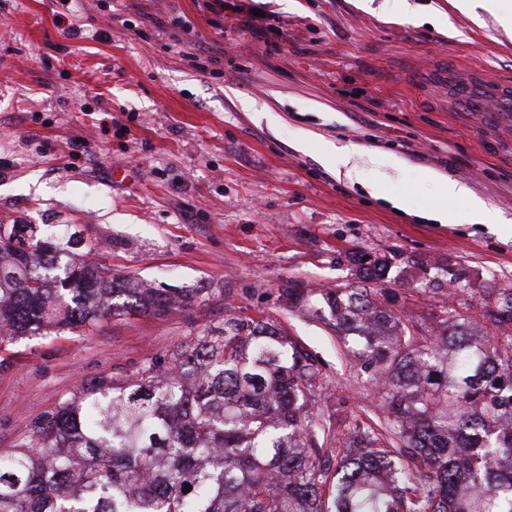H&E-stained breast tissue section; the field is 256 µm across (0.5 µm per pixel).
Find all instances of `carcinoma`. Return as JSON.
I'll use <instances>...</instances> for the list:
<instances>
[{
	"instance_id": "cac0c4a2",
	"label": "carcinoma",
	"mask_w": 512,
	"mask_h": 512,
	"mask_svg": "<svg viewBox=\"0 0 512 512\" xmlns=\"http://www.w3.org/2000/svg\"><path fill=\"white\" fill-rule=\"evenodd\" d=\"M40 224L0 233V343L190 304L136 288ZM387 265L361 261L378 281ZM422 333L374 288H286L372 372L379 416L315 410L320 371L239 315L133 377H100L0 449V512H512V287L458 289ZM191 486L187 493L184 486Z\"/></svg>"
}]
</instances>
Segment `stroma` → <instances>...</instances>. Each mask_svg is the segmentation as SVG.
<instances>
[{"label":"stroma","instance_id":"1","mask_svg":"<svg viewBox=\"0 0 512 512\" xmlns=\"http://www.w3.org/2000/svg\"><path fill=\"white\" fill-rule=\"evenodd\" d=\"M409 2L436 21L395 0H0V223L73 228L105 272L209 291L0 344V448L81 384L134 375L239 313L316 360L324 414L373 415L370 373L283 289L356 288L358 256L383 259L395 312L426 331L443 269L463 287L512 284V137L432 86L444 59L512 79V28L454 0ZM347 143L365 155L356 182L328 156ZM428 170L500 224L471 223ZM439 208L447 223L428 220ZM424 177L427 180L439 183L443 189V193L447 198H467L471 208L479 216L477 224H497V214L494 209L488 207L483 201L472 197L468 188L456 181L450 180L437 172L426 171Z\"/></svg>","mask_w":512,"mask_h":512}]
</instances>
